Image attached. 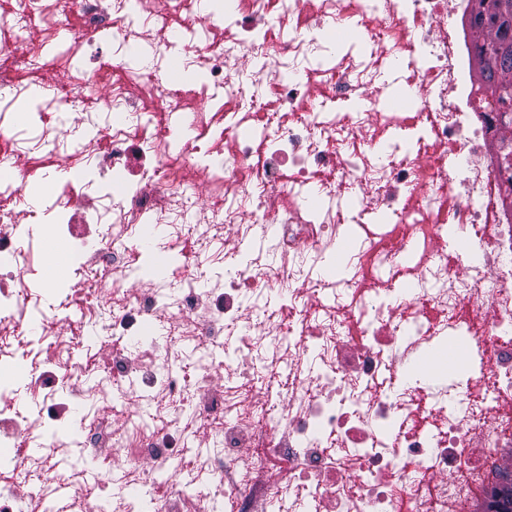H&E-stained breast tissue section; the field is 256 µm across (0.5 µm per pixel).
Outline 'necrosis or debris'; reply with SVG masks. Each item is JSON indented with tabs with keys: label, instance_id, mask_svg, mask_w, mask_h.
<instances>
[{
	"label": "necrosis or debris",
	"instance_id": "4bbe7bcc",
	"mask_svg": "<svg viewBox=\"0 0 512 512\" xmlns=\"http://www.w3.org/2000/svg\"><path fill=\"white\" fill-rule=\"evenodd\" d=\"M199 2L0 0V153L20 160L0 192V447L27 446L0 465V512H49L51 485L28 497L18 485L48 459L94 463L105 450L121 462L97 472V512H140L138 497L109 494L117 482L150 487L153 512H222L228 493L237 512H260L283 492L289 512H466L512 447V212L497 206L498 114L471 90L470 26H438L466 15L468 0H220L207 12ZM339 20L363 52L326 39ZM64 24L68 51L31 58ZM175 57L204 83L173 78ZM392 72L413 92L406 107L382 96ZM48 78L60 96L42 101L41 123L19 125L11 106ZM60 112L90 137L50 123ZM62 157L129 190L47 187L51 233L77 255L79 280L74 310L34 327L26 309L50 280L18 272L13 235L28 214L14 200L34 167ZM309 188L325 207L311 209ZM344 192L361 222L346 223ZM146 223L167 232L160 274L185 281L179 294L135 280ZM342 241L351 248L331 279L321 266ZM164 316L179 335H145ZM85 329L152 360L116 349L89 372L71 341ZM454 336L467 355L453 362L465 378L450 403L408 375ZM17 367L41 399L31 417L4 382ZM283 368L294 382L273 390L266 374ZM117 392L119 429L102 408ZM188 417L220 422L192 478L181 463ZM74 422L80 445L49 436ZM272 457L288 467L287 489L267 477Z\"/></svg>",
	"mask_w": 512,
	"mask_h": 512
}]
</instances>
